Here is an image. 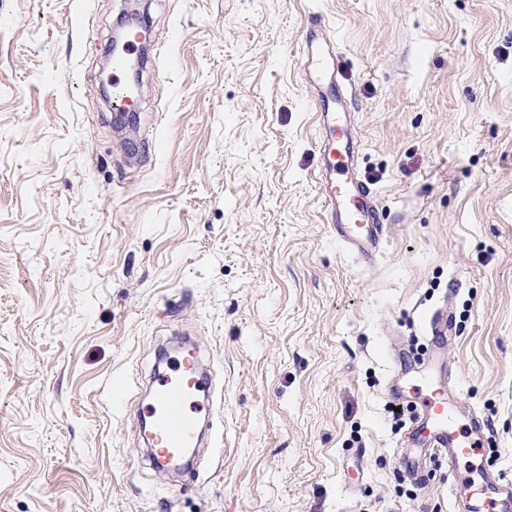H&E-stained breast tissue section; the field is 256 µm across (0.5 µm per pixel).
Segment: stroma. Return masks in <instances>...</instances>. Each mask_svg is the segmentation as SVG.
<instances>
[{
    "mask_svg": "<svg viewBox=\"0 0 512 512\" xmlns=\"http://www.w3.org/2000/svg\"><path fill=\"white\" fill-rule=\"evenodd\" d=\"M123 5L0 0V512H452L444 459L399 466L388 393L445 308L437 372L512 476V0H147L132 133L97 92ZM319 26L372 255L319 186ZM182 335L219 391L188 492L139 450Z\"/></svg>",
    "mask_w": 512,
    "mask_h": 512,
    "instance_id": "obj_1",
    "label": "stroma"
}]
</instances>
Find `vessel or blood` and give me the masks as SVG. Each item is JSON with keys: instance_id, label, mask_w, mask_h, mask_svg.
<instances>
[{"instance_id": "vessel-or-blood-1", "label": "vessel or blood", "mask_w": 512, "mask_h": 512, "mask_svg": "<svg viewBox=\"0 0 512 512\" xmlns=\"http://www.w3.org/2000/svg\"><path fill=\"white\" fill-rule=\"evenodd\" d=\"M314 84L332 83L339 67L338 56L328 39L311 34L307 42ZM122 63L112 66V105L122 111L130 98L123 80ZM348 103L337 99L323 113L324 135L320 154L325 161L320 170V186L338 238L361 253L379 250L383 227L374 210L364 203L370 194L353 173L354 147L348 137ZM200 358L198 350H190L184 358L173 360L166 372L152 381V400L144 413L149 420L147 443L151 465L161 473L169 472L184 449L199 445V419L213 412V386L208 376H194L193 367ZM414 392L419 406L412 423L413 437L423 455L448 457V473L452 477L450 496L463 512H512V479L494 469L473 465L459 474L460 459L478 453L487 437L488 419L477 412L469 413L465 424H457L452 412V393L436 383L428 368L413 374Z\"/></svg>"}]
</instances>
